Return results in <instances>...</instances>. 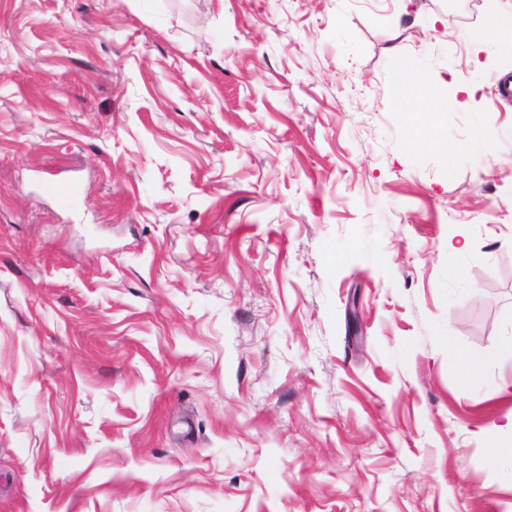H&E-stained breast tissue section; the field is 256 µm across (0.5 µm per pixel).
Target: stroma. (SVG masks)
Listing matches in <instances>:
<instances>
[{
	"mask_svg": "<svg viewBox=\"0 0 512 512\" xmlns=\"http://www.w3.org/2000/svg\"><path fill=\"white\" fill-rule=\"evenodd\" d=\"M494 9L0 0V512H512ZM396 65L392 75V84L397 96L414 95L423 101L419 112H423L424 121L419 136L411 143V149L441 148L444 141L441 136L440 116L437 112H446L448 107H465L475 99V90L456 88L450 98L437 101L422 95L424 78L415 61L408 55L396 52Z\"/></svg>",
	"mask_w": 512,
	"mask_h": 512,
	"instance_id": "obj_1",
	"label": "stroma"
}]
</instances>
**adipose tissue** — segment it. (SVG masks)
<instances>
[{"label":"adipose tissue","mask_w":512,"mask_h":512,"mask_svg":"<svg viewBox=\"0 0 512 512\" xmlns=\"http://www.w3.org/2000/svg\"><path fill=\"white\" fill-rule=\"evenodd\" d=\"M396 65L392 75L393 89L396 95L407 96L414 95L422 97V112L424 121L421 131L412 143V149L422 148H440L444 141L441 136V112L447 111L451 107H464L469 105L475 98L474 90L459 88L454 91L450 98L438 101L432 98H423L422 87L424 78L421 70L415 61L404 53H396Z\"/></svg>","instance_id":"obj_1"}]
</instances>
